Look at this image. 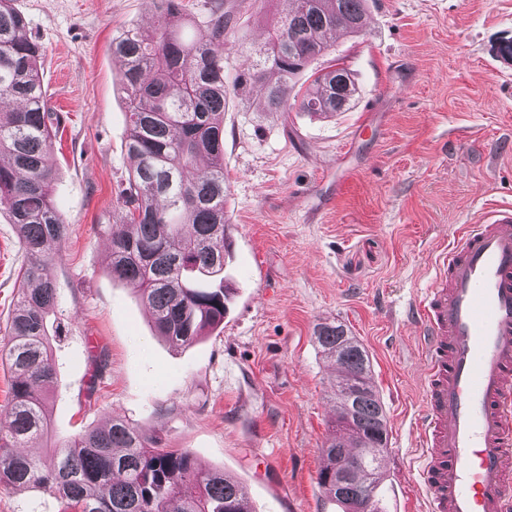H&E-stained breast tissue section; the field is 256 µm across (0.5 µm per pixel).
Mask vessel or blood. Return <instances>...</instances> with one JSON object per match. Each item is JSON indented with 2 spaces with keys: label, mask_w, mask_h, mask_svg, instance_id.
Segmentation results:
<instances>
[{
  "label": "vessel or blood",
  "mask_w": 512,
  "mask_h": 512,
  "mask_svg": "<svg viewBox=\"0 0 512 512\" xmlns=\"http://www.w3.org/2000/svg\"><path fill=\"white\" fill-rule=\"evenodd\" d=\"M422 334L426 512H512V206L462 225L409 303Z\"/></svg>",
  "instance_id": "vessel-or-blood-1"
}]
</instances>
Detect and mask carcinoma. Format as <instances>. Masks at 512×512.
I'll use <instances>...</instances> for the list:
<instances>
[{
    "label": "carcinoma",
    "mask_w": 512,
    "mask_h": 512,
    "mask_svg": "<svg viewBox=\"0 0 512 512\" xmlns=\"http://www.w3.org/2000/svg\"><path fill=\"white\" fill-rule=\"evenodd\" d=\"M366 0H293L270 28L259 54L240 46L244 62L232 85L224 79V47L233 43L234 13L224 0H206L205 15L190 17L184 0H146L148 25L112 36L120 67L134 161L110 230L112 278L131 284L146 304L156 333L186 346L224 322V109L227 95H262L268 112H286L293 79L330 53L328 34L363 30ZM204 27L199 39L185 36ZM41 44L25 17L0 0V211L14 224L29 259L0 356L15 382L0 417V487L42 490L61 512H251L244 486L219 469H203L186 449L164 448L138 428L113 419L54 446L46 458L25 451L43 437L49 395L57 384L47 319L59 292L45 253L62 242L67 222L54 198L52 128L60 116L48 106L39 76ZM299 109L330 115L354 106L349 69L337 63L313 73ZM315 340L339 365L338 381L371 379L365 348L341 324L321 323ZM358 426L383 452L385 407L374 389L358 402ZM336 441L322 448L317 483L341 512L360 501L385 512L377 458L364 456L336 487Z\"/></svg>",
    "instance_id": "obj_1"
}]
</instances>
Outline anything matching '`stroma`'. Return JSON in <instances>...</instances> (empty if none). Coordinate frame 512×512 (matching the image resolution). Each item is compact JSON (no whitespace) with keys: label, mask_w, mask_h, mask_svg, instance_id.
Masks as SVG:
<instances>
[{"label":"stroma","mask_w":512,"mask_h":512,"mask_svg":"<svg viewBox=\"0 0 512 512\" xmlns=\"http://www.w3.org/2000/svg\"><path fill=\"white\" fill-rule=\"evenodd\" d=\"M244 45L263 43L288 0H225ZM43 49L40 77L64 118L52 144L68 234L54 247L58 388L52 438L121 418L188 449L245 487L252 512H340L317 484L336 418V365L317 324L367 350L388 419L387 512H425L418 493L424 403L417 328L406 315L435 253L461 225L512 203V0H367L360 35L333 57L357 89L330 117L224 110L221 327L186 347L156 336L145 303L109 272L105 231L133 169L112 36L145 0H14ZM380 126L364 128L367 113ZM26 257L0 214V336Z\"/></svg>","instance_id":"35a3bbf8"}]
</instances>
